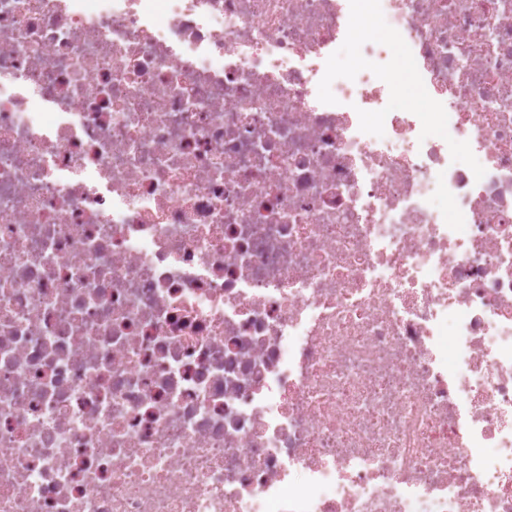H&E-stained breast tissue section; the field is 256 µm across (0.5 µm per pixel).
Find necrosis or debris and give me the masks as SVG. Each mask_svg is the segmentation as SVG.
Returning a JSON list of instances; mask_svg holds the SVG:
<instances>
[{
	"label": "necrosis or debris",
	"instance_id": "necrosis-or-debris-1",
	"mask_svg": "<svg viewBox=\"0 0 512 512\" xmlns=\"http://www.w3.org/2000/svg\"><path fill=\"white\" fill-rule=\"evenodd\" d=\"M164 3L0 0V512H512V0ZM401 88L399 95L396 98L395 105L397 107H407L414 109L418 112L430 111V105L421 106L416 103L415 98L418 95V90L421 89L420 82L414 77H409L408 80L403 84L401 80Z\"/></svg>",
	"mask_w": 512,
	"mask_h": 512
}]
</instances>
